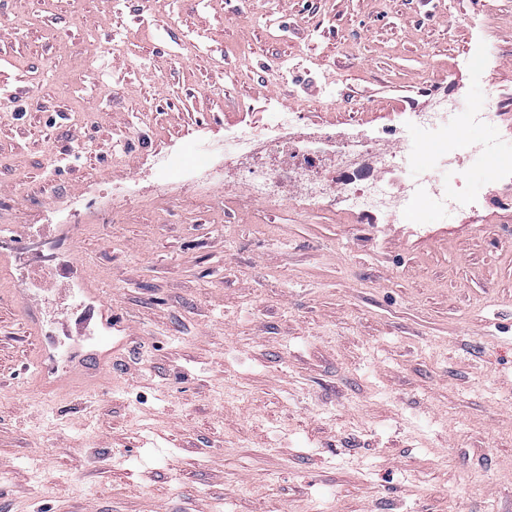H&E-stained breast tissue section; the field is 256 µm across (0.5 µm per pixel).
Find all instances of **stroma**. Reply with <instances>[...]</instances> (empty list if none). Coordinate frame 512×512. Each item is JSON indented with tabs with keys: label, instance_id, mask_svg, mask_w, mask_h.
I'll list each match as a JSON object with an SVG mask.
<instances>
[{
	"label": "stroma",
	"instance_id": "stroma-1",
	"mask_svg": "<svg viewBox=\"0 0 512 512\" xmlns=\"http://www.w3.org/2000/svg\"><path fill=\"white\" fill-rule=\"evenodd\" d=\"M439 95L512 155V0H0V512H512V178L387 223L153 169ZM51 238L132 349L77 395L24 371L75 317L16 295Z\"/></svg>",
	"mask_w": 512,
	"mask_h": 512
}]
</instances>
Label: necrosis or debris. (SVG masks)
I'll list each match as a JSON object with an SVG mask.
<instances>
[{
    "label": "necrosis or debris",
    "mask_w": 512,
    "mask_h": 512,
    "mask_svg": "<svg viewBox=\"0 0 512 512\" xmlns=\"http://www.w3.org/2000/svg\"><path fill=\"white\" fill-rule=\"evenodd\" d=\"M488 118L484 112L464 113L456 125H449L446 111L413 112L408 120L432 131L433 137L421 151L396 156L383 152L381 137L398 138L395 127L382 136L367 137L354 130L340 131L335 125H300L291 113H279L271 123H255L249 128L225 135L223 144L199 142V164L167 155L158 162L162 179L193 181L206 176L226 181L230 172H241L252 197L268 202L278 199V190L287 182L301 185L295 205H335L344 202L346 212L364 216L385 211L403 216L414 211L424 198L434 204L448 201V192L428 179L410 185L405 194L391 197L370 180L377 169L429 164L463 167L465 157L479 148L469 139L471 129Z\"/></svg>",
    "instance_id": "1"
}]
</instances>
